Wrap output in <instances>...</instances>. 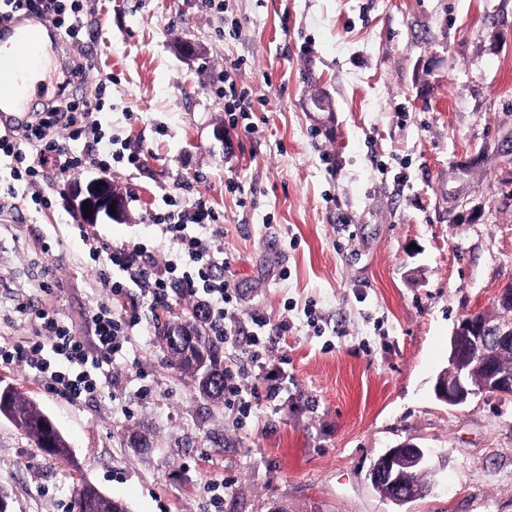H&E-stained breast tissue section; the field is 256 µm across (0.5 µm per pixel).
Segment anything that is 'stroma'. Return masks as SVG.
I'll use <instances>...</instances> for the list:
<instances>
[{
  "instance_id": "35a3bbf8",
  "label": "stroma",
  "mask_w": 512,
  "mask_h": 512,
  "mask_svg": "<svg viewBox=\"0 0 512 512\" xmlns=\"http://www.w3.org/2000/svg\"><path fill=\"white\" fill-rule=\"evenodd\" d=\"M83 4L82 45L52 52L48 71L87 54L68 92L103 98L87 124L142 168L84 167L85 179L106 171L126 211L83 231L53 164L19 197L0 194V342L45 340L46 311L96 354L89 311L108 295L87 239L140 243L163 263L150 213L201 195L223 218L230 266L215 273L238 289L232 329L268 349L261 370L229 349L224 363L280 393L246 419L200 397L157 326L201 296L173 287L156 304L129 289L140 324L101 393L73 402L0 364L73 450L46 460L0 420L11 512H76L83 480L129 512H209L216 481L222 512H512V398L450 407L433 391L458 320L492 312L512 281V0ZM228 77L252 95L254 132L229 123ZM137 432L149 450L131 448ZM404 441L432 450L437 483L398 506L368 471Z\"/></svg>"
}]
</instances>
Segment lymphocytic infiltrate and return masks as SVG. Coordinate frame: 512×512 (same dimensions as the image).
<instances>
[{
    "mask_svg": "<svg viewBox=\"0 0 512 512\" xmlns=\"http://www.w3.org/2000/svg\"><path fill=\"white\" fill-rule=\"evenodd\" d=\"M6 8L0 12V21L7 19V7L26 6L43 19L48 20L67 37L69 42L80 43L83 31V6L81 0H5ZM102 102L66 98L48 106L45 112L36 115L33 122L23 127L21 140L13 136L0 135V154L8 158L13 178L4 191L15 195V183L40 181L43 164L48 158H60L59 177H68L72 172L84 168L87 161L108 164L112 158V144L104 134L92 136L97 149L95 153L76 152L73 142L88 136L82 118L85 112L102 109ZM57 128L66 129L67 138L54 137ZM150 221L159 226L169 243L168 257L163 265L146 263L143 245L115 247L107 243L91 244L94 256L104 257L106 265L98 271V278L111 297L124 296L128 289L137 288L153 302H164L172 283H180L185 293H201L207 297L208 317L216 335L222 336L225 344L241 349L254 368L265 365L264 342L260 336L252 335L239 339L226 326L233 315V300L236 286L231 279L218 278L213 270L219 265L224 251L218 240V212L204 198H197L191 205L175 206L165 212L151 214ZM121 267L129 274L128 280L113 279L111 266ZM41 319L50 326L49 343L35 342L29 345L0 344V362L19 365L36 371L51 388H60L72 399L96 393L101 387L99 377L86 371L88 355L81 337L76 336L67 325L41 312ZM89 317L93 325L95 344L105 361H115L122 356L125 345L139 324L136 311L113 312L111 305L101 304L91 308ZM52 349L54 359L43 355L44 349Z\"/></svg>",
    "mask_w": 512,
    "mask_h": 512,
    "instance_id": "f902f5d3",
    "label": "lymphocytic infiltrate"
}]
</instances>
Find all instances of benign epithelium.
I'll list each match as a JSON object with an SVG mask.
<instances>
[{
	"instance_id": "1",
	"label": "benign epithelium",
	"mask_w": 512,
	"mask_h": 512,
	"mask_svg": "<svg viewBox=\"0 0 512 512\" xmlns=\"http://www.w3.org/2000/svg\"><path fill=\"white\" fill-rule=\"evenodd\" d=\"M66 204L80 222L94 226L104 219L119 221L125 213V200L105 176L75 182L65 192ZM90 204L84 216L83 203ZM115 213H109V206ZM512 347V316L497 320L472 317L459 321L450 339L448 366L434 385L435 397L448 406H460L473 398L512 396V372L497 368L496 353ZM422 472L432 485L433 470L427 453L411 442H402L379 457L378 466L368 473L370 481L391 486L403 485L405 472Z\"/></svg>"
}]
</instances>
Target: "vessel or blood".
Wrapping results in <instances>:
<instances>
[{
	"label": "vessel or blood",
	"mask_w": 512,
	"mask_h": 512,
	"mask_svg": "<svg viewBox=\"0 0 512 512\" xmlns=\"http://www.w3.org/2000/svg\"><path fill=\"white\" fill-rule=\"evenodd\" d=\"M60 40L50 22L32 15L0 25V130L25 124L27 98L48 93L45 60Z\"/></svg>",
	"instance_id": "obj_1"
}]
</instances>
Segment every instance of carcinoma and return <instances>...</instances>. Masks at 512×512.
<instances>
[{
  "label": "carcinoma",
  "mask_w": 512,
  "mask_h": 512,
  "mask_svg": "<svg viewBox=\"0 0 512 512\" xmlns=\"http://www.w3.org/2000/svg\"><path fill=\"white\" fill-rule=\"evenodd\" d=\"M159 343L171 358L173 367L189 377L201 397L224 398V342L213 335L207 318L169 321L161 326ZM20 432L28 446L55 460L72 458L65 436L38 404L11 387L8 396L0 394V416ZM76 512H123L127 506L103 494L91 483L74 487Z\"/></svg>",
  "instance_id": "cac0c4a2"
}]
</instances>
